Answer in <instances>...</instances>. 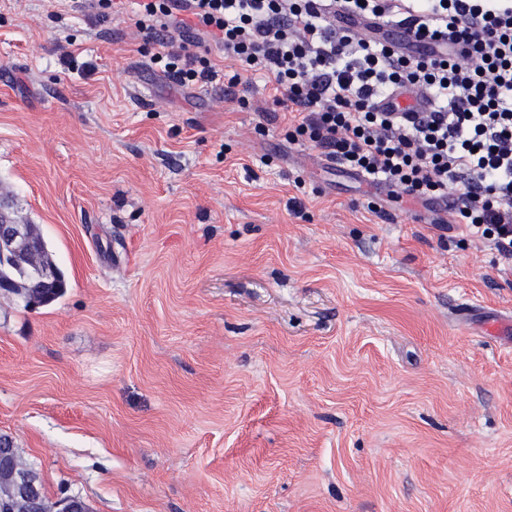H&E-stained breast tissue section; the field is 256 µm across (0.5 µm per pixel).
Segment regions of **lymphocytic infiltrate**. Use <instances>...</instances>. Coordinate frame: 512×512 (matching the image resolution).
I'll return each instance as SVG.
<instances>
[{"label": "lymphocytic infiltrate", "instance_id": "f902f5d3", "mask_svg": "<svg viewBox=\"0 0 512 512\" xmlns=\"http://www.w3.org/2000/svg\"><path fill=\"white\" fill-rule=\"evenodd\" d=\"M99 22L124 18L157 45L151 61L181 86L218 73L211 40L236 68L228 87L268 78L291 113L288 139L382 181L392 199L447 201L459 223L512 256V0H86ZM379 19L456 57L397 52L349 26ZM405 91L417 107L383 110Z\"/></svg>", "mask_w": 512, "mask_h": 512}]
</instances>
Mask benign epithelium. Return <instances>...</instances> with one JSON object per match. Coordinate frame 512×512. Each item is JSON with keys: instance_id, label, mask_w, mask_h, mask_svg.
<instances>
[{"instance_id": "7a95c632", "label": "benign epithelium", "mask_w": 512, "mask_h": 512, "mask_svg": "<svg viewBox=\"0 0 512 512\" xmlns=\"http://www.w3.org/2000/svg\"><path fill=\"white\" fill-rule=\"evenodd\" d=\"M0 263L18 271V277L0 280V295L11 296L29 310L46 304L58 291L60 274L48 264L43 237L35 227L17 218L0 196ZM37 275L43 288L34 290L24 280ZM12 465L0 476V512H89L74 496L50 500L39 473L24 462L17 448H9Z\"/></svg>"}]
</instances>
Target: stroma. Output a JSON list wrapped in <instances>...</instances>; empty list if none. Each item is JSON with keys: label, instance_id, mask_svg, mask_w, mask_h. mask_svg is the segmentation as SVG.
<instances>
[{"label": "stroma", "instance_id": "35a3bbf8", "mask_svg": "<svg viewBox=\"0 0 512 512\" xmlns=\"http://www.w3.org/2000/svg\"><path fill=\"white\" fill-rule=\"evenodd\" d=\"M206 47L182 88L128 25L0 0V193L68 283L0 296V433L91 512H512V258Z\"/></svg>", "mask_w": 512, "mask_h": 512}]
</instances>
